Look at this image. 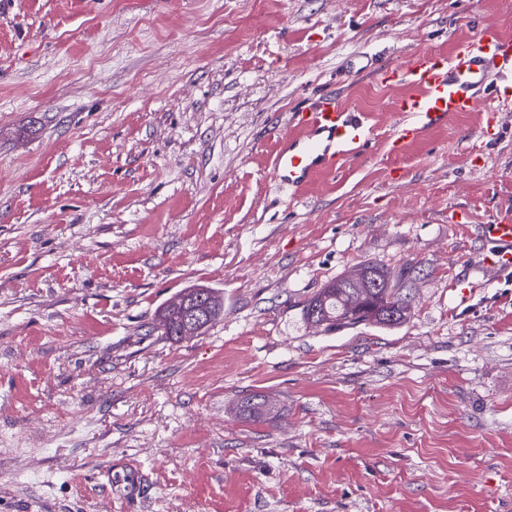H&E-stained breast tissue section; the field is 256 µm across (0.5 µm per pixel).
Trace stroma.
<instances>
[{
    "label": "stroma",
    "mask_w": 512,
    "mask_h": 512,
    "mask_svg": "<svg viewBox=\"0 0 512 512\" xmlns=\"http://www.w3.org/2000/svg\"><path fill=\"white\" fill-rule=\"evenodd\" d=\"M488 24L512 5L0 0V512H512V267L480 231L512 213V82L393 154L408 85L348 69ZM332 91L366 144L278 188ZM367 262L416 263L407 324L301 320ZM200 284L223 316L170 341ZM182 300L165 303L158 311L159 327L162 335L169 340L177 342L180 336H194L204 333L224 313V297L212 288H187L179 294ZM200 308L204 313V321L193 325L187 333H183V324L187 314Z\"/></svg>",
    "instance_id": "stroma-1"
}]
</instances>
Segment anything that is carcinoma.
I'll use <instances>...</instances> for the list:
<instances>
[{"label": "carcinoma", "instance_id": "carcinoma-1", "mask_svg": "<svg viewBox=\"0 0 512 512\" xmlns=\"http://www.w3.org/2000/svg\"><path fill=\"white\" fill-rule=\"evenodd\" d=\"M363 267L376 272L380 287L366 284L353 285L348 274L332 278L301 309L303 320L317 323L326 329L373 326L382 329L398 327L411 318L413 297L410 289L400 286V280L410 276L414 267L405 265L399 280L377 264L365 263ZM179 303L167 302L158 311L162 335L177 342L181 336L204 333L224 313V297L211 288H187L180 293ZM240 410L262 415L270 411L266 401L257 395L242 399Z\"/></svg>", "mask_w": 512, "mask_h": 512}]
</instances>
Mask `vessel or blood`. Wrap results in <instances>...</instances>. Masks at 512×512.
<instances>
[{
	"label": "vessel or blood",
	"mask_w": 512,
	"mask_h": 512,
	"mask_svg": "<svg viewBox=\"0 0 512 512\" xmlns=\"http://www.w3.org/2000/svg\"><path fill=\"white\" fill-rule=\"evenodd\" d=\"M380 78L410 87L397 103L400 119L391 143L398 148L455 113L479 110L488 86L512 82V40L486 26L452 56L414 54L400 66L383 69ZM291 123L294 133L283 137L271 161L273 178L282 188H302L367 141L363 116L332 95L292 113ZM486 235L501 263L512 262V217L495 219Z\"/></svg>",
	"instance_id": "1"
}]
</instances>
